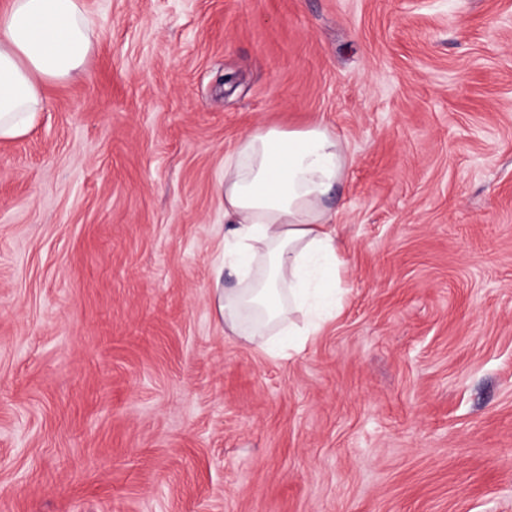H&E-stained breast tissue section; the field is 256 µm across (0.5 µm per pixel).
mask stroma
<instances>
[{
    "mask_svg": "<svg viewBox=\"0 0 512 512\" xmlns=\"http://www.w3.org/2000/svg\"><path fill=\"white\" fill-rule=\"evenodd\" d=\"M0 142V512H512V0H83ZM320 124L341 308L211 306L224 157Z\"/></svg>",
    "mask_w": 512,
    "mask_h": 512,
    "instance_id": "1",
    "label": "stroma"
}]
</instances>
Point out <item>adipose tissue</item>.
Returning <instances> with one entry per match:
<instances>
[{"instance_id": "ef3b65f1", "label": "adipose tissue", "mask_w": 512, "mask_h": 512, "mask_svg": "<svg viewBox=\"0 0 512 512\" xmlns=\"http://www.w3.org/2000/svg\"><path fill=\"white\" fill-rule=\"evenodd\" d=\"M92 20L82 0H9L0 12V140L35 125L42 88L84 72ZM346 163L341 140L326 127L251 131L225 158L224 255L212 269L218 325L269 355L295 347L269 328L310 313L309 336L334 310L342 259L328 205ZM236 287H225L226 278Z\"/></svg>"}]
</instances>
